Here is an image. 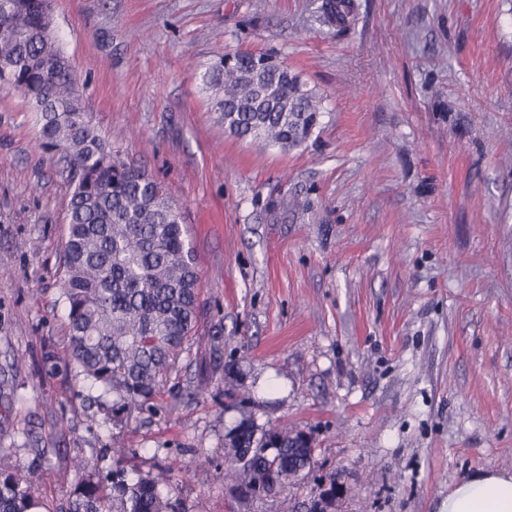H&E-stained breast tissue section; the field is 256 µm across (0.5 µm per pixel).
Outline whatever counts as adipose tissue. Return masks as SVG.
Here are the masks:
<instances>
[{
    "mask_svg": "<svg viewBox=\"0 0 512 512\" xmlns=\"http://www.w3.org/2000/svg\"><path fill=\"white\" fill-rule=\"evenodd\" d=\"M440 512H512V473L479 471L462 479Z\"/></svg>",
    "mask_w": 512,
    "mask_h": 512,
    "instance_id": "ef3b65f1",
    "label": "adipose tissue"
}]
</instances>
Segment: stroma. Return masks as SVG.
<instances>
[{"label":"stroma","instance_id":"1","mask_svg":"<svg viewBox=\"0 0 512 512\" xmlns=\"http://www.w3.org/2000/svg\"><path fill=\"white\" fill-rule=\"evenodd\" d=\"M319 3L54 0L92 124L165 185L200 273L198 340L127 422L60 362L72 174L0 87V452L53 506L71 457L125 448L175 465L183 512H238L224 434L245 410L313 435L338 512H439L469 474L512 472V0H353L341 33ZM236 50L320 98L302 147L225 133L200 74Z\"/></svg>","mask_w":512,"mask_h":512}]
</instances>
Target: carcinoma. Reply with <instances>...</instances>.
Segmentation results:
<instances>
[{"label":"carcinoma","instance_id":"cac0c4a2","mask_svg":"<svg viewBox=\"0 0 512 512\" xmlns=\"http://www.w3.org/2000/svg\"><path fill=\"white\" fill-rule=\"evenodd\" d=\"M348 0H321L319 20L346 27ZM52 0H0V84L22 88L39 114L38 147L62 149L74 170L67 209L61 297L67 365L82 383L113 397L110 413L151 408L199 317V272L186 226L165 186L112 152L85 112L76 73L54 30ZM224 130L282 150L302 146L321 101L266 53H226L201 74ZM213 336L206 367L224 370ZM313 437L261 425L244 412L224 434V476L249 493L277 498L314 470ZM126 453L103 473L94 458L73 462L60 512H177L171 470L130 477ZM35 465L0 452V512L45 508Z\"/></svg>","mask_w":512,"mask_h":512}]
</instances>
